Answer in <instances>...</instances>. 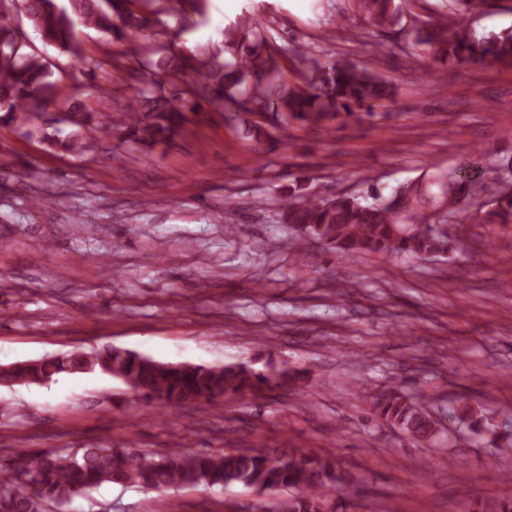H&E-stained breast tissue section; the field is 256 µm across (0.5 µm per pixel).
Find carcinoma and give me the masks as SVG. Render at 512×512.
<instances>
[{"instance_id": "1", "label": "carcinoma", "mask_w": 512, "mask_h": 512, "mask_svg": "<svg viewBox=\"0 0 512 512\" xmlns=\"http://www.w3.org/2000/svg\"><path fill=\"white\" fill-rule=\"evenodd\" d=\"M15 0H0V119L18 127H32L51 108L67 114L53 132L38 126L42 138L61 151L81 154L102 129L79 97V86L58 100V85L47 59L31 47L22 22L11 15ZM165 0H25V17L42 43L70 57L74 70L89 67L78 40L81 24L105 35L113 44L140 34L145 43L119 51L139 68L141 86L126 105L119 125L121 142L129 147L153 148L180 135L203 106L229 124L242 121L255 134L266 128L286 131L298 124L325 129L336 118L373 114L393 98L395 89L380 75L344 61L321 62L307 49H294L306 69L298 83L286 80L281 59L289 46L274 45L270 27L260 18L242 17L224 28V52L230 59L216 63L191 51L154 59L156 16ZM207 0H178L177 13L188 19L201 15ZM408 0H354L367 27L364 38L395 33L415 55L450 64L487 58L512 64V33L477 35L469 27L471 15L489 0H448L445 9L426 19L407 18ZM433 197L435 210L426 212L429 190L417 184L398 186L391 194L368 201L339 193L332 198L306 195L293 184L280 195L284 223L298 232L290 245L313 239L348 259L375 255L383 258L411 254L419 259L441 256L448 244L465 245L466 234L458 214L457 184L453 169L438 172ZM481 221L512 223V183L491 193ZM102 372L123 381L129 391L153 407L167 408L194 402L218 405L249 394L288 390L306 373L280 369L272 361L256 370L247 364L195 365L157 361L115 348L76 349L67 353L0 367V385L20 380L41 383L62 373ZM373 415L399 429L413 444L432 441L437 421L429 401L416 397L397 383H385L364 395ZM453 419L458 426L476 430L486 417L464 398L457 400ZM355 481L332 453L283 445L221 452H191L170 448L150 452L121 446L45 448L0 455V512H61L88 489L103 484L164 490L181 486L206 488L243 485L259 491L290 490L293 496L279 512H322L337 490ZM468 512H512V498L472 502Z\"/></svg>"}]
</instances>
